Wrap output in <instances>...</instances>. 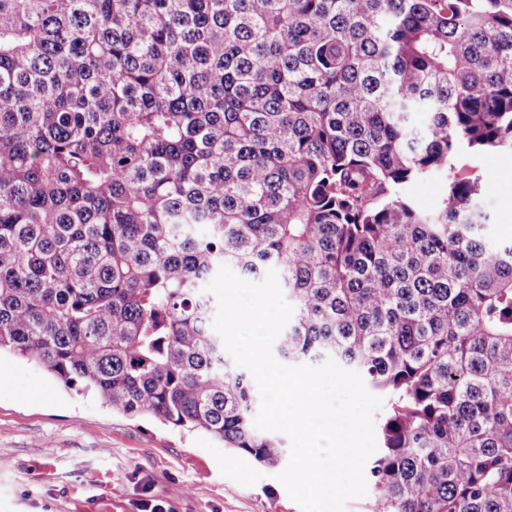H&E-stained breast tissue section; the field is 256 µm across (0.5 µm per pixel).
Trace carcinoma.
<instances>
[{
    "label": "carcinoma",
    "mask_w": 512,
    "mask_h": 512,
    "mask_svg": "<svg viewBox=\"0 0 512 512\" xmlns=\"http://www.w3.org/2000/svg\"><path fill=\"white\" fill-rule=\"evenodd\" d=\"M463 146L512 151V0H0V352L278 467L205 288L273 269L279 355L386 399L368 512H512V242ZM447 191L443 176H435L410 183L404 188V194L423 210H432L438 206Z\"/></svg>",
    "instance_id": "carcinoma-1"
}]
</instances>
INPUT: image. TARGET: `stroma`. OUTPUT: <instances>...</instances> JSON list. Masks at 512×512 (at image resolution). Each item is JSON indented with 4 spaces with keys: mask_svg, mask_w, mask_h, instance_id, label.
<instances>
[{
    "mask_svg": "<svg viewBox=\"0 0 512 512\" xmlns=\"http://www.w3.org/2000/svg\"><path fill=\"white\" fill-rule=\"evenodd\" d=\"M480 172L497 240L512 242V153H459ZM300 512L275 471L206 433L112 412L44 367L0 354V512Z\"/></svg>",
    "mask_w": 512,
    "mask_h": 512,
    "instance_id": "stroma-1",
    "label": "stroma"
}]
</instances>
